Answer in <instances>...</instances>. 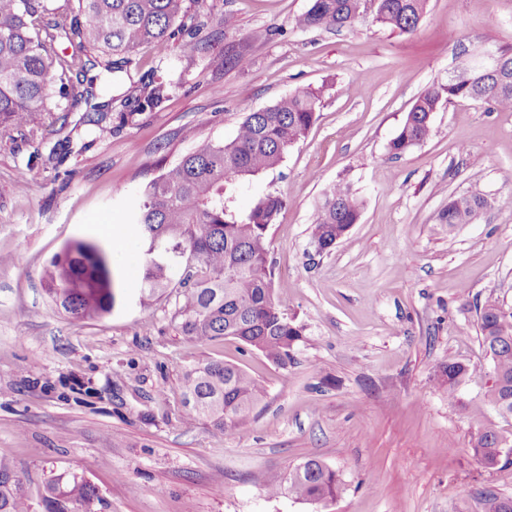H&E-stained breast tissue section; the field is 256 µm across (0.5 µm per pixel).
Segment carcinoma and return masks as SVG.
Here are the masks:
<instances>
[{"label": "carcinoma", "mask_w": 512, "mask_h": 512, "mask_svg": "<svg viewBox=\"0 0 512 512\" xmlns=\"http://www.w3.org/2000/svg\"><path fill=\"white\" fill-rule=\"evenodd\" d=\"M187 0H77L78 9L48 8L44 0H0V126L31 134L53 126L55 112L95 96L97 68L119 71L144 44L160 53L175 36L173 25L187 12ZM372 3L373 20L401 34L414 32L427 0H311L297 20L300 28L341 30L363 19ZM67 43L69 54L59 53ZM503 65L480 78L468 68L445 84L422 92L390 142L395 156L423 143L431 134V117L442 103L469 100L512 112V54ZM328 86L301 87L263 109H244L236 136L207 142L162 169L145 184L133 212L142 243L141 302L149 303L169 288L181 289L174 319L181 333L197 343L233 339L243 349L260 352L286 368L303 339V327L288 317L277 300L269 261V229L286 199L267 193L240 211L232 193L244 179L279 166L291 147L317 120ZM164 86L143 97L124 99L122 124L161 106ZM491 207L478 193L448 198L443 214L448 231L473 224ZM363 200L344 181L321 194L312 218L310 244L325 253L336 246L361 218ZM55 308L72 318L92 320L112 311V265L108 252L90 241H74L56 254L45 270ZM482 344L493 363L486 397L503 415L512 416V310L496 300L476 305ZM474 371L461 362L441 370L448 396L471 379ZM185 415L224 432L238 428L266 397L264 384L241 367L206 359L181 376ZM504 438L486 428L472 452L486 469L501 462ZM18 465L0 458V512H34ZM269 494L286 491L297 500L333 502L341 491L336 472L316 458L304 460L286 477L267 484ZM44 512H99L104 503L93 483L75 474L46 483ZM484 512H512V498L488 495Z\"/></svg>", "instance_id": "cac0c4a2"}]
</instances>
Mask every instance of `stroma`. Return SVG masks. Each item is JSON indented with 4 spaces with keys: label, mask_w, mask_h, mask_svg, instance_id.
Listing matches in <instances>:
<instances>
[{
    "label": "stroma",
    "mask_w": 512,
    "mask_h": 512,
    "mask_svg": "<svg viewBox=\"0 0 512 512\" xmlns=\"http://www.w3.org/2000/svg\"><path fill=\"white\" fill-rule=\"evenodd\" d=\"M308 6L191 0L166 54L143 46L101 73L103 129L83 105L53 133L0 128V456L32 495L66 472L99 489L104 512H483L486 495L512 496V464L487 469L472 453L489 426L512 450V418L486 399L492 361L475 311L488 297L512 309V112L456 100L434 112L424 143L389 151L422 91L512 50V0H428L410 34L369 18L305 30L295 21ZM158 81L162 106L120 125V94ZM322 85L307 136L235 193L243 210L269 192L287 199L269 259L277 297L304 328L292 364L233 340L190 341L172 319L177 293L140 302L130 219L143 185L202 143L233 138L242 107ZM342 180L364 200L360 221L314 255L313 211ZM467 191L492 207L449 231L448 197ZM75 240L125 254L99 319L57 311L45 291L46 263ZM210 358L267 391L232 432L182 415V372ZM454 361L477 374L452 400L440 369ZM309 457L339 476L333 503L268 495L272 477Z\"/></svg>",
    "instance_id": "35a3bbf8"
}]
</instances>
